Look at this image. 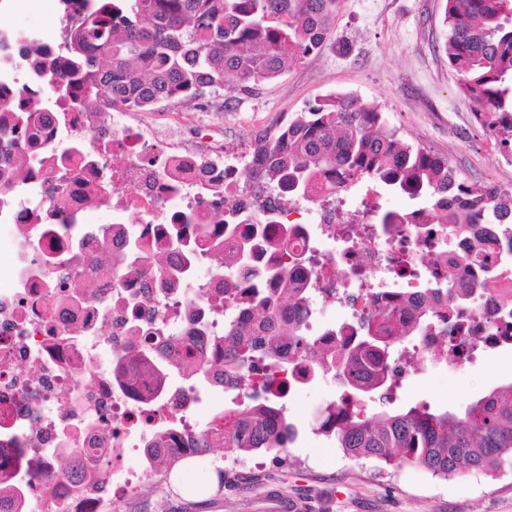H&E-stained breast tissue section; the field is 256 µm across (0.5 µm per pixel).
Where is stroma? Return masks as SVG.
I'll return each instance as SVG.
<instances>
[{"instance_id": "35a3bbf8", "label": "stroma", "mask_w": 512, "mask_h": 512, "mask_svg": "<svg viewBox=\"0 0 512 512\" xmlns=\"http://www.w3.org/2000/svg\"><path fill=\"white\" fill-rule=\"evenodd\" d=\"M446 0H338L332 34L314 54L281 77L234 85L199 100L172 101L132 116L152 122L176 112L173 138L186 137L228 153L252 152L255 140L276 133L296 113L324 97L350 92L378 109L407 140L446 157L468 183L512 187V158L504 156L473 120L459 94L443 46ZM60 0H0V26L19 24L61 44ZM512 381V354L488 356L459 372L408 375L394 407L425 403L460 412L494 387ZM339 385L316 383L287 403L297 428L287 450H258L234 459L213 449L198 470L216 483L203 499L183 497L170 478L152 475L112 512H512V461L491 474L436 475L409 463L354 459L335 437L318 433L319 405Z\"/></svg>"}]
</instances>
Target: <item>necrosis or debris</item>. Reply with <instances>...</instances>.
<instances>
[{
    "label": "necrosis or debris",
    "instance_id": "1",
    "mask_svg": "<svg viewBox=\"0 0 512 512\" xmlns=\"http://www.w3.org/2000/svg\"><path fill=\"white\" fill-rule=\"evenodd\" d=\"M43 42L10 30L0 42V93L11 92ZM36 139H0V165L12 169L11 188L0 192V483L23 489L21 503L0 500V512H111V500L138 494L147 473L140 452L162 439L182 447L196 426L190 408L197 393L186 386L165 393L145 390L118 372L132 338L128 300L140 298L138 316L162 329L161 352L194 344L209 349L195 320L220 335L215 311L224 282L191 272L167 287L152 271L122 280L112 262L138 229L147 247L161 243L182 213L207 205L213 187L225 204L249 203L241 187L249 172L245 158L209 154L167 139V125L147 130L126 113L110 121L85 108L54 113L39 121ZM120 196L118 216L95 222L102 177ZM275 203L286 210L284 237L289 259L304 260L309 290L306 310L293 312L306 335L334 344L359 334L360 318L388 309L417 321L405 340L403 373L421 361L440 363L455 351L456 366L512 350V271L483 270L486 282L459 298L454 288L471 268L462 255L487 232L512 233L508 224H379L371 193L351 199L321 191L307 199ZM75 215L84 234L62 235L56 210ZM101 254L98 264L83 255ZM335 306L334 324L316 320L317 304ZM447 317L443 333L434 316Z\"/></svg>",
    "mask_w": 512,
    "mask_h": 512
}]
</instances>
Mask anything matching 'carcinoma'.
Returning <instances> with one entry per match:
<instances>
[{
	"instance_id": "1",
	"label": "carcinoma",
	"mask_w": 512,
	"mask_h": 512,
	"mask_svg": "<svg viewBox=\"0 0 512 512\" xmlns=\"http://www.w3.org/2000/svg\"><path fill=\"white\" fill-rule=\"evenodd\" d=\"M66 18L61 48L66 68L42 58L35 68L44 88L67 96L94 112L151 109L172 100L200 99L219 92L227 79L249 90V83L282 76L319 50L336 19V0H60ZM448 38L444 53L458 75L460 94L474 121L512 157V0H447ZM48 100L31 88L16 87L0 96V113L35 136L36 119ZM258 168L249 187L274 183L288 195L305 198L322 188L363 183L377 193L394 192L415 202L408 211L378 212L380 224L416 220L423 224H512V189L466 184L455 169L426 148L403 139L382 113L351 94L326 98L297 113L274 136L259 138L254 149ZM201 224L187 213L172 229L165 246L147 256L141 240L131 237L126 252L112 262L117 279L140 271L149 260L161 283L180 276L195 254L211 251L219 258L214 273L239 275L232 298L245 317L224 312V332L214 344L224 357L204 355L193 347L161 354L142 341L128 345L124 372L161 385L173 371L190 383L228 385L231 405L201 432H191L188 451L162 441L146 446L152 467L166 473L197 450L222 448L239 457L259 449L282 451L297 436L295 425L268 399L267 386L252 377L256 360L283 370L297 358L319 374L329 368L343 378L345 392L379 393L389 401V371L398 350L377 339L411 336L414 328L376 312L361 323L357 347H320L305 335L288 310L306 303L296 287L300 268L258 264L250 260L265 249L285 244L267 234L238 236L242 224L254 223L242 208L223 212L210 205ZM235 241L224 252V240ZM329 404L320 413L319 432L333 436L354 458L391 464L403 461L434 474L494 472L512 457V381L471 402L463 412L437 411L426 404L407 409L368 412L358 406Z\"/></svg>"
}]
</instances>
